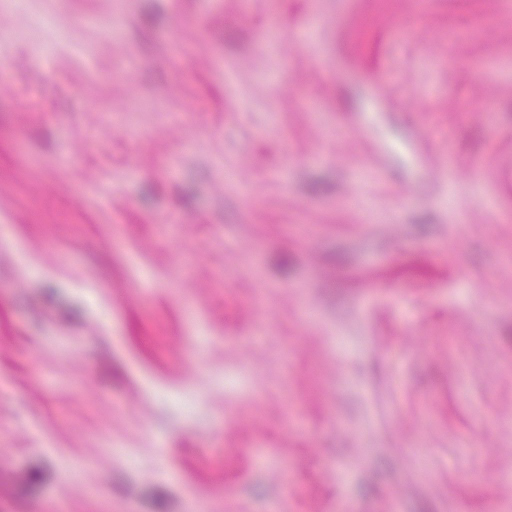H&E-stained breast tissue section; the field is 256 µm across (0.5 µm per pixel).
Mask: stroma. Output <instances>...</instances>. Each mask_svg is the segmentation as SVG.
I'll return each instance as SVG.
<instances>
[{
	"label": "stroma",
	"instance_id": "obj_1",
	"mask_svg": "<svg viewBox=\"0 0 512 512\" xmlns=\"http://www.w3.org/2000/svg\"><path fill=\"white\" fill-rule=\"evenodd\" d=\"M0 512H512V0H0Z\"/></svg>",
	"mask_w": 512,
	"mask_h": 512
}]
</instances>
